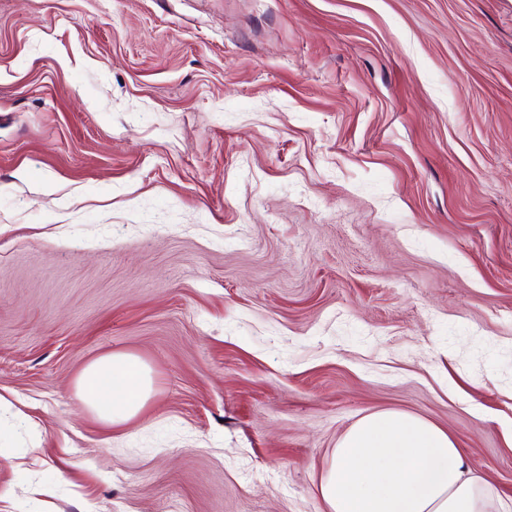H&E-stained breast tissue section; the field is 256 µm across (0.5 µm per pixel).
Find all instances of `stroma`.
<instances>
[{
  "label": "stroma",
  "instance_id": "obj_1",
  "mask_svg": "<svg viewBox=\"0 0 512 512\" xmlns=\"http://www.w3.org/2000/svg\"><path fill=\"white\" fill-rule=\"evenodd\" d=\"M380 410L512 504V0H0V512H324ZM76 393L104 425H123L139 415L151 396L150 370L132 354L103 356L77 378Z\"/></svg>",
  "mask_w": 512,
  "mask_h": 512
}]
</instances>
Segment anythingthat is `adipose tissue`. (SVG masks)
Here are the masks:
<instances>
[{"mask_svg": "<svg viewBox=\"0 0 512 512\" xmlns=\"http://www.w3.org/2000/svg\"><path fill=\"white\" fill-rule=\"evenodd\" d=\"M80 401L104 425L137 417L152 393L149 368L114 353L88 365L76 380ZM317 494L326 512H503L489 483L466 473L464 457L445 429L400 411L357 421L341 438Z\"/></svg>", "mask_w": 512, "mask_h": 512, "instance_id": "1", "label": "adipose tissue"}]
</instances>
